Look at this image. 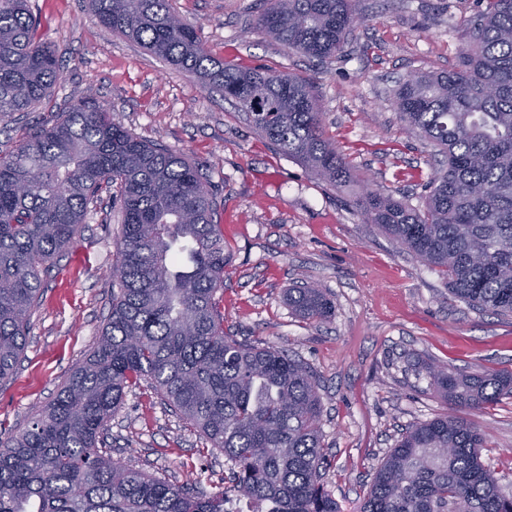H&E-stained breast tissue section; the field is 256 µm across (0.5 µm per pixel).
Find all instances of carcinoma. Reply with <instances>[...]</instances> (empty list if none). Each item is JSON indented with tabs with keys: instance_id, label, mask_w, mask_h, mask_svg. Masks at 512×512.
Listing matches in <instances>:
<instances>
[{
	"instance_id": "obj_1",
	"label": "carcinoma",
	"mask_w": 512,
	"mask_h": 512,
	"mask_svg": "<svg viewBox=\"0 0 512 512\" xmlns=\"http://www.w3.org/2000/svg\"><path fill=\"white\" fill-rule=\"evenodd\" d=\"M458 68L396 89L400 121L445 157L413 206L379 189L355 207L414 258L448 277L459 300L512 315V0H490ZM112 33L234 102L273 150L341 188L352 167L324 137L310 79L215 58L170 0H88ZM356 0H265L257 25L309 58L344 51ZM28 0H0V123L33 111L59 77L37 40ZM107 193L123 222L112 311L91 353L27 428L0 442V512H224L194 492L112 459L105 434L125 390L145 381L231 462V488L272 512H340L324 489L318 381L279 348L224 335L220 299L230 253L202 169L148 144L87 99L0 157V383L23 358L42 273ZM288 307L331 316L326 294L288 289ZM428 373L451 405L512 397V372ZM486 431L456 412L408 429L377 469L359 512H512V495L480 459ZM450 449L443 455L440 449Z\"/></svg>"
}]
</instances>
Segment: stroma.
Wrapping results in <instances>:
<instances>
[{"label":"stroma","instance_id":"35a3bbf8","mask_svg":"<svg viewBox=\"0 0 512 512\" xmlns=\"http://www.w3.org/2000/svg\"><path fill=\"white\" fill-rule=\"evenodd\" d=\"M251 2L172 5L215 57L313 77L326 134L355 167L351 185L331 187L276 154L245 112L103 27L85 0H30L60 77L35 111L0 129V156L91 95L134 135L202 166L221 215L231 218L224 227L232 257L224 275V332L282 348L316 373L326 488L341 512H358L406 428L451 409L429 365L471 376L512 371V316L454 298L447 277L365 223L351 204L365 185L420 204L444 158L399 121L394 91L410 73L456 69L488 0H359L363 23L342 54L322 63L269 40ZM120 228L118 204L102 197L43 274L25 354L0 384V438L21 432L91 352L112 308ZM303 285L330 297L331 317L304 319L289 309L286 290ZM466 417L486 429L482 461L512 493V397ZM108 428L113 459L178 486L227 489L230 463L200 455L202 437L147 384L126 393Z\"/></svg>","mask_w":512,"mask_h":512}]
</instances>
